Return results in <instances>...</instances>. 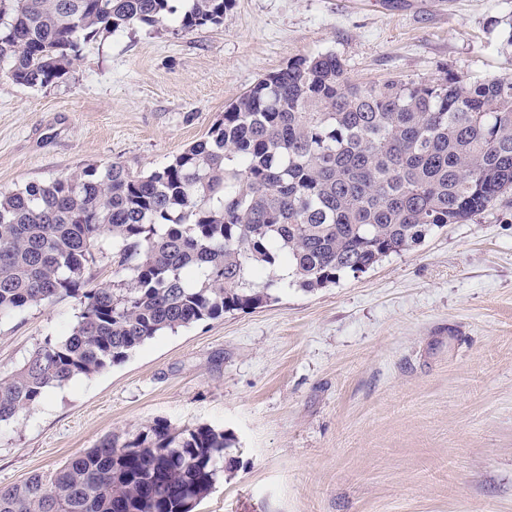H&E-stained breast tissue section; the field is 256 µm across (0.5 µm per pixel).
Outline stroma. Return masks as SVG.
Segmentation results:
<instances>
[{
    "label": "stroma",
    "instance_id": "35a3bbf8",
    "mask_svg": "<svg viewBox=\"0 0 512 512\" xmlns=\"http://www.w3.org/2000/svg\"><path fill=\"white\" fill-rule=\"evenodd\" d=\"M512 0H233L221 25L101 35L44 88L0 74V190L113 161L150 172L263 75L333 52L363 84L512 76ZM165 332L0 424V488L164 420L228 432L196 512H512V193L312 292ZM74 299L0 317V371Z\"/></svg>",
    "mask_w": 512,
    "mask_h": 512
}]
</instances>
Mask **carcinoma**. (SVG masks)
<instances>
[{
	"label": "carcinoma",
	"instance_id": "1",
	"mask_svg": "<svg viewBox=\"0 0 512 512\" xmlns=\"http://www.w3.org/2000/svg\"><path fill=\"white\" fill-rule=\"evenodd\" d=\"M0 0V67L63 80L102 33L219 25L232 0ZM512 190V77L361 86L327 52L260 78L207 135L148 173L120 162L0 191V315L73 298L0 376V422L50 387L124 361L156 335L257 308L249 276L280 262L306 291L336 284L460 224ZM128 275L94 283L100 243ZM234 440L156 420L103 438L51 473L0 488V512H194Z\"/></svg>",
	"mask_w": 512,
	"mask_h": 512
}]
</instances>
